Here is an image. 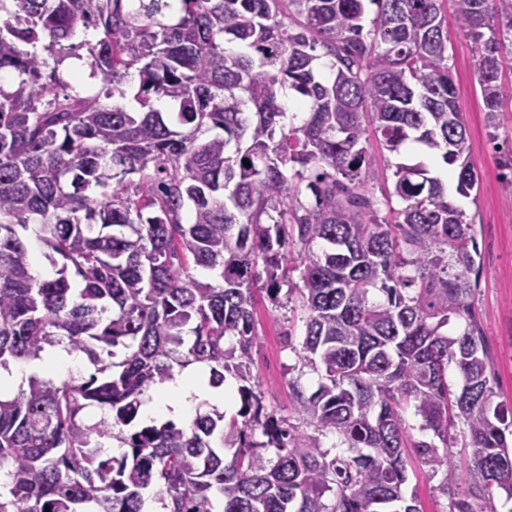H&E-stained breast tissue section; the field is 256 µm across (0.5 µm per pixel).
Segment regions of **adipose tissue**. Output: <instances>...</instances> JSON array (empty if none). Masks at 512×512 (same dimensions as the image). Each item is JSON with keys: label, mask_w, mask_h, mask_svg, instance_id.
<instances>
[{"label": "adipose tissue", "mask_w": 512, "mask_h": 512, "mask_svg": "<svg viewBox=\"0 0 512 512\" xmlns=\"http://www.w3.org/2000/svg\"><path fill=\"white\" fill-rule=\"evenodd\" d=\"M223 400V391L209 388L200 374L186 372L162 383L157 394L146 397L140 415L146 422L160 416L186 420L191 417L195 403L206 401L215 405Z\"/></svg>", "instance_id": "adipose-tissue-1"}]
</instances>
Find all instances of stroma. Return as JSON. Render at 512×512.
Returning <instances> with one entry per match:
<instances>
[{"label": "stroma", "mask_w": 512, "mask_h": 512, "mask_svg": "<svg viewBox=\"0 0 512 512\" xmlns=\"http://www.w3.org/2000/svg\"><path fill=\"white\" fill-rule=\"evenodd\" d=\"M444 25L448 32V54L456 88V106L462 112L469 130L470 160L480 177V189L469 197L452 195L451 200L474 224L484 270L474 300L492 354L489 377L499 392L505 408L512 409V184L502 176L500 151L512 144V113L506 114L490 139L485 127L480 89L475 73L476 48L460 31L454 0L443 4ZM369 155L376 177L370 187L376 198L390 197L394 208H401L394 198L393 172L398 162L407 160L408 151L388 152L378 140H370ZM302 313L291 305L275 306L266 296H258L256 320L258 336L252 349L251 367L254 381L264 395L268 410L287 419L299 432H308L302 414L291 403L289 368L298 364L297 352L303 340ZM455 443L451 450L454 469H430L416 459L408 461L405 495L416 496L423 512H448L450 491L464 489L468 476L465 454L460 443L461 429H453ZM448 493H441L440 484Z\"/></svg>", "instance_id": "obj_1"}]
</instances>
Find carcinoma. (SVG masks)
Returning <instances> with one entry per match:
<instances>
[{"label":"carcinoma","instance_id":"1","mask_svg":"<svg viewBox=\"0 0 512 512\" xmlns=\"http://www.w3.org/2000/svg\"><path fill=\"white\" fill-rule=\"evenodd\" d=\"M443 2L0 0V71L15 74L0 84V368L63 343L95 366L0 397V512H145L150 490L166 512H422L403 492L404 451L433 473L452 466L456 420L474 468L448 512L512 499V420L494 403L473 307V225L422 162L396 165L401 208L382 212L369 190L371 133L456 167L463 197L479 184ZM455 5L495 131L512 101V0ZM90 27L94 42L80 38ZM68 59L87 61L97 93L71 90ZM289 91L298 127L285 122ZM258 291L301 299L298 358L320 381L288 387L310 435L253 383ZM453 317L465 326L448 335ZM193 364L214 388L236 381L238 410L142 422L145 392ZM93 405L102 417L87 426ZM406 408L438 442L412 440ZM116 427L117 456L103 442ZM329 433L342 451L323 446Z\"/></svg>","mask_w":512,"mask_h":512}]
</instances>
